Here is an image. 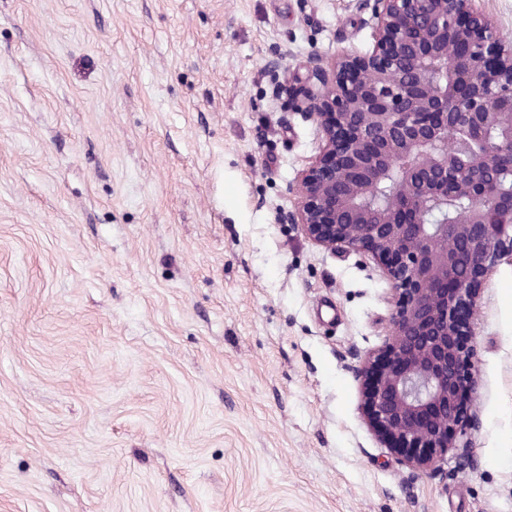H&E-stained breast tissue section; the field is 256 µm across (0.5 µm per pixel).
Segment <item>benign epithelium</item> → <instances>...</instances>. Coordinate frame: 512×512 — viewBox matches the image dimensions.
I'll use <instances>...</instances> for the list:
<instances>
[{
    "label": "benign epithelium",
    "mask_w": 512,
    "mask_h": 512,
    "mask_svg": "<svg viewBox=\"0 0 512 512\" xmlns=\"http://www.w3.org/2000/svg\"><path fill=\"white\" fill-rule=\"evenodd\" d=\"M484 0H355L374 43L317 64L295 107L324 144L292 221L369 256L394 313L359 368L367 423L413 482L459 447L475 291L512 251V43Z\"/></svg>",
    "instance_id": "obj_1"
}]
</instances>
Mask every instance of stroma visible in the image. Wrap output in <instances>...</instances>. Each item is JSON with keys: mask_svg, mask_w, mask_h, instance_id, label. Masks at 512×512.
I'll return each instance as SVG.
<instances>
[{"mask_svg": "<svg viewBox=\"0 0 512 512\" xmlns=\"http://www.w3.org/2000/svg\"><path fill=\"white\" fill-rule=\"evenodd\" d=\"M372 44L351 0H0V512H512V259L408 487L356 375L386 277L286 221L292 98Z\"/></svg>", "mask_w": 512, "mask_h": 512, "instance_id": "stroma-1", "label": "stroma"}]
</instances>
